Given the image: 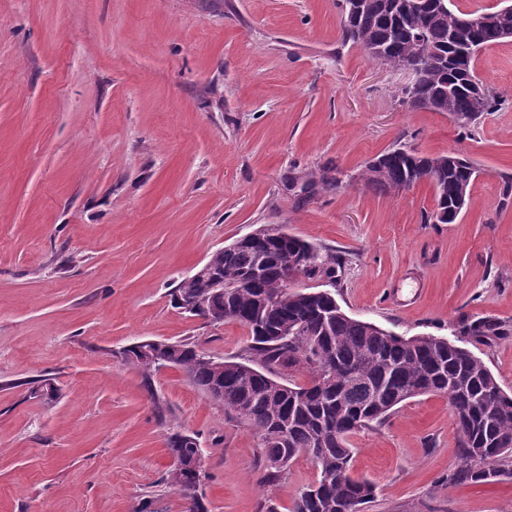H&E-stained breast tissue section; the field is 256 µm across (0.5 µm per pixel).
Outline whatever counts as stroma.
I'll return each mask as SVG.
<instances>
[{"label":"stroma","instance_id":"35a3bbf8","mask_svg":"<svg viewBox=\"0 0 512 512\" xmlns=\"http://www.w3.org/2000/svg\"><path fill=\"white\" fill-rule=\"evenodd\" d=\"M340 4L0 0V512H185L163 479L176 431L200 442L209 512H288L318 476L310 459L265 484L248 424L179 368L148 389L120 356L146 340L243 354L245 328L184 313L172 292L259 226L339 256L354 318L407 338L467 317L512 330V41L478 53L503 104L463 130L343 40ZM400 147L474 163L455 223H424L428 182L364 184ZM326 168L340 188L305 193ZM467 347L512 394V333ZM350 443L353 475L377 487L365 512H512L510 481L444 484L446 398L410 399Z\"/></svg>","mask_w":512,"mask_h":512}]
</instances>
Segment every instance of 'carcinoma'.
I'll return each mask as SVG.
<instances>
[{
  "label": "carcinoma",
  "mask_w": 512,
  "mask_h": 512,
  "mask_svg": "<svg viewBox=\"0 0 512 512\" xmlns=\"http://www.w3.org/2000/svg\"><path fill=\"white\" fill-rule=\"evenodd\" d=\"M403 0H357V10L341 20L342 37L360 47L378 49L376 60L393 69L405 57L437 62L409 90L422 108L447 112L462 127L486 112H494L499 97L476 74L474 61L464 69L452 58L462 43L482 47L503 41L502 29L512 30V13L478 32L451 37L455 16L452 0H424L423 13L409 17ZM477 170L467 159L450 152L421 156L403 148L390 149L367 163L364 183L379 191H400L426 181L434 189L436 211H462ZM258 244L222 247L207 260L205 272L180 280L172 293L176 308L198 305L194 316L207 318L216 309L224 320L246 328L251 343L238 359L207 356L193 342L172 347L157 341L153 348L167 354L189 380L246 422L259 440L264 480L275 483L290 464L307 455L318 470L312 484L302 488L291 512H364L376 495L369 481L350 472L349 437L380 425L406 401L424 395L441 396L455 415L458 466L448 484H491L512 479L506 465L512 457V395L501 388L485 362L462 340L504 336L499 322L464 319L454 328L456 339L443 336L404 338L373 323L349 316L326 289L294 291L285 280L287 264L301 260L308 276L336 278V256L320 253L308 242L278 233L274 224L260 227ZM224 283L225 293L213 290ZM288 335H283V328ZM144 341L122 351L126 363L137 367L147 390L157 367L142 361ZM300 366L308 373L304 384L284 383L278 371ZM196 437L174 432L167 437L169 456L183 464L198 453ZM494 450L489 468L479 465L476 448ZM274 460L282 466L270 465ZM202 471L175 466L164 480L172 487L197 485Z\"/></svg>",
  "instance_id": "carcinoma-1"
}]
</instances>
